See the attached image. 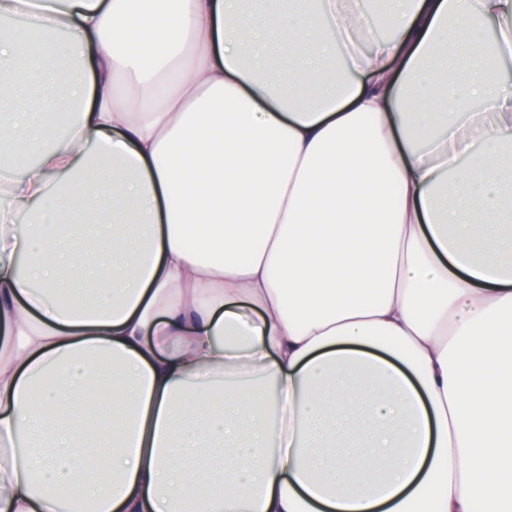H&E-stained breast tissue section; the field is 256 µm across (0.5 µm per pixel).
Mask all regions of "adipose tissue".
I'll use <instances>...</instances> for the list:
<instances>
[{
  "label": "adipose tissue",
  "instance_id": "obj_1",
  "mask_svg": "<svg viewBox=\"0 0 512 512\" xmlns=\"http://www.w3.org/2000/svg\"><path fill=\"white\" fill-rule=\"evenodd\" d=\"M1 16L0 512H512V0Z\"/></svg>",
  "mask_w": 512,
  "mask_h": 512
}]
</instances>
